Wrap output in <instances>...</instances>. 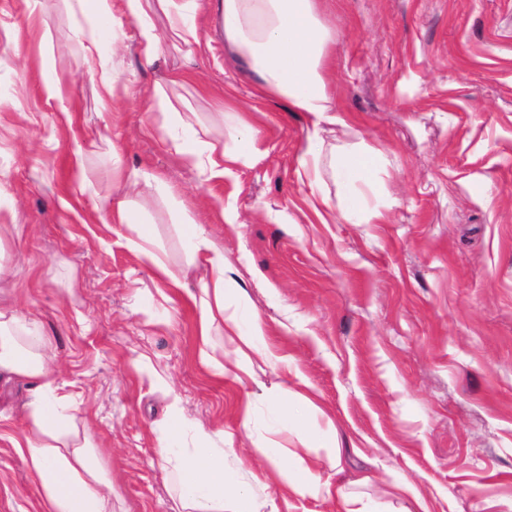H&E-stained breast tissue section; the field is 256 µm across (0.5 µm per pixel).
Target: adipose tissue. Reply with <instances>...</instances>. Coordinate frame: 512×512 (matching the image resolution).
<instances>
[{
  "label": "adipose tissue",
  "mask_w": 512,
  "mask_h": 512,
  "mask_svg": "<svg viewBox=\"0 0 512 512\" xmlns=\"http://www.w3.org/2000/svg\"><path fill=\"white\" fill-rule=\"evenodd\" d=\"M220 32L228 49L257 75L255 97L277 98L290 110L306 113L310 120L308 143L300 160V179L319 185L324 171H331L342 201L345 219L360 223L383 221L378 210H366V193H379L375 180L379 154L361 142L354 150L325 159V125L339 124L336 103L326 75L334 53V41L320 14L317 0H219ZM81 11L90 13L98 24L108 25L118 34L125 20H134L137 50L146 61L156 60L168 40L188 49L201 47L199 30L192 14L198 0H77ZM163 13L167 31H159L155 13ZM82 65L100 83L109 98L129 94L131 81L110 63L100 38L85 47ZM189 72L171 73L153 88L154 106L166 130L193 128L197 115L178 111L169 89L192 81ZM219 109L234 120L232 147L194 138L186 143L171 139L170 146L193 168L201 181L224 176L225 162L252 164L258 151L255 130L243 109L224 101ZM96 212L113 223L131 230L128 244L156 276L181 289L184 299L198 311V354L201 363L218 379L236 381L256 377V364L276 369L287 366V357L275 354L266 342V322L260 314L242 319L239 312H227L228 295L224 253L214 243L204 225L187 222L184 236L190 244L189 266H203L205 275L198 290L184 288L180 275L173 272L154 249L150 225L136 220L126 198L97 195L92 199ZM224 321L227 340L217 339L215 324ZM23 379L30 383L25 409L26 429L12 439L44 502V512H114L112 482L94 458L90 437L79 436L72 410L76 398L61 381L55 367L51 340L30 314L16 309H0V380ZM223 431L189 428L178 402H171L168 426L155 438V452L162 462L172 497L183 512H256L253 488H268L265 472L252 476L253 488H239L224 480ZM266 457L274 466L289 470L288 495L271 512H290L296 498L332 500L340 512H376L373 501L352 494L342 455L328 449L326 469H319L317 455L281 445L269 439Z\"/></svg>",
  "instance_id": "1"
}]
</instances>
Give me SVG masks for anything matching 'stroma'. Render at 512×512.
<instances>
[{
	"instance_id": "35a3bbf8",
	"label": "stroma",
	"mask_w": 512,
	"mask_h": 512,
	"mask_svg": "<svg viewBox=\"0 0 512 512\" xmlns=\"http://www.w3.org/2000/svg\"><path fill=\"white\" fill-rule=\"evenodd\" d=\"M336 40L328 75L355 136L382 151L384 194H367L379 224L315 212L319 190L299 161L309 120L280 100L253 98L254 77L198 13L210 48L167 46L145 65L130 40L112 62L135 94L107 99L83 72L82 36L94 20L70 0H0V224L27 225L0 241V307L30 310L54 342L57 367L79 394V432L95 441L112 480L114 512H180L155 453L172 398L194 423L224 432L232 484L270 468L264 440L281 420L316 448L336 445L353 493L390 504L403 481L430 512H512V0H321ZM171 89L216 146L228 142L219 100L249 111L258 160L201 182L154 122L153 86ZM125 174L153 173L142 193ZM127 194L154 246L186 270L182 218L204 224L227 275L265 318L286 368L256 382L216 380L198 359L193 307L127 247L128 229L100 217L94 196ZM233 209L234 223L221 217ZM164 383H157L156 375ZM295 394L253 401L257 383ZM250 424H243L245 406ZM0 512H41L14 448L0 441Z\"/></svg>"
}]
</instances>
